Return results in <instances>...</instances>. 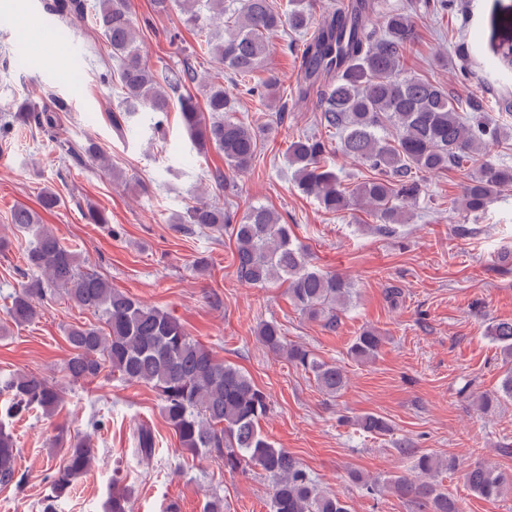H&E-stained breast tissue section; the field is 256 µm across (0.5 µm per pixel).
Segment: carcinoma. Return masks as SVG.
Returning <instances> with one entry per match:
<instances>
[{
    "label": "carcinoma",
    "mask_w": 512,
    "mask_h": 512,
    "mask_svg": "<svg viewBox=\"0 0 512 512\" xmlns=\"http://www.w3.org/2000/svg\"><path fill=\"white\" fill-rule=\"evenodd\" d=\"M160 12L175 7L183 23L193 28L216 25L224 35L205 41L212 71L199 77L192 61L183 68L152 69L138 40L130 0H53L47 9L65 22L88 20L107 42L112 58L118 60L117 74L106 71L102 83L119 85L121 98L112 113V124L135 134L130 125L136 117L148 121L157 132L173 105L178 102L182 120L199 152L209 149L223 154L226 166L248 170L256 156L259 134L234 116V106L224 89V69L235 82L257 94L270 109L285 111L278 97L279 78L269 76L260 83L251 79L260 71L269 49V39L280 28L309 29L314 21L304 0H290L292 8L281 13L272 0H240L230 10L224 0H154ZM371 0H360L354 8L336 11L318 27L302 49L305 62L297 95L316 98L319 123L331 133L341 134V151L364 162L375 176L348 191L337 173L322 165L329 141L320 135H304L288 146V162L295 169L300 190L316 198L330 212L367 206L379 222L378 229L391 231L406 219V207L419 199L424 177L450 167L462 168L484 154L488 143L507 135L505 128L485 115L483 102L473 100L463 108L444 85L428 78L409 75L403 63L415 39L411 16L399 10L383 15L384 34L377 35L372 21ZM491 35L512 41V5H500L490 18ZM204 80L208 93L204 107L187 87ZM64 102H23L0 124V142L8 141L17 126L53 131ZM396 130L390 140L381 135L385 126ZM69 157L86 156L109 167V159L98 143L87 139L78 147L65 149ZM512 186V167L487 159L462 189L459 202L468 212L481 211L486 203ZM186 233L208 232L218 237L229 230L235 242L234 261L238 279L267 287L288 285V298L312 320L336 328V310L352 296V282L340 274H328L310 266L304 249L295 244L288 225L265 206H252L236 224L229 223L224 209L203 200L177 215ZM11 223L30 235L23 252L22 275L37 272L44 280H33L12 296L9 318L17 325L34 321L42 303L60 295L99 317L101 325H72L66 332L71 354L64 370L74 382L93 380L109 370L122 380L155 389L161 413L174 432L179 448L193 457L216 456L236 471L243 465L259 467L273 481L270 512H349L336 495L319 488L286 448H278L263 435L260 421L269 411V396L250 375L219 360L214 352L193 339L170 313L143 304L93 270L85 268L77 251L61 242L34 210L18 205ZM507 366L497 394L481 397L488 409L502 399L512 400V321H501L488 329ZM258 342L274 354H282L295 366L311 373L318 389L334 396L345 389L344 369L316 358L310 350L286 341L280 326L271 321L259 324ZM383 337L364 329L349 348L357 362L376 358ZM0 393L9 396L6 417H20L34 409L55 411L63 401V390L47 377L20 372L0 381ZM366 433L384 434L387 421L367 414L357 420ZM138 452L149 458L156 444L151 430L140 426L135 433ZM401 452L414 459L413 473L388 481L389 488L410 502L416 512H461L459 500L435 483L443 471L457 467L454 458L443 459L412 448ZM16 442L0 421V485L17 481ZM97 458L88 437L67 442L65 462L47 477L50 493L44 512H55V503L73 488ZM471 491L485 500H495L512 488V475L483 464L467 471ZM106 512H130L129 498L112 492Z\"/></svg>",
    "instance_id": "1"
}]
</instances>
